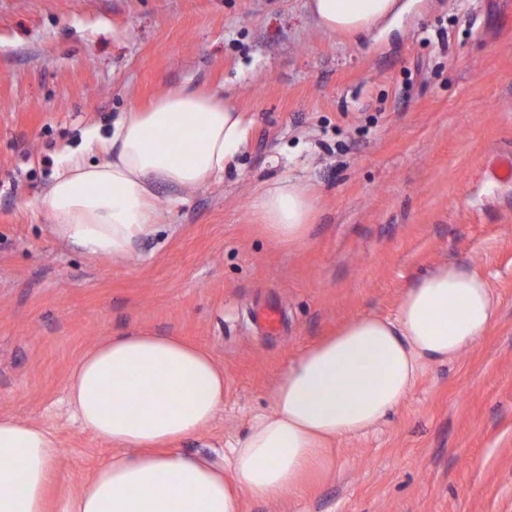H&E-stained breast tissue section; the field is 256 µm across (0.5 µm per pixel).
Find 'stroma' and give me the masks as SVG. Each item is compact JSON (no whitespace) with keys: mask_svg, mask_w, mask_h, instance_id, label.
<instances>
[{"mask_svg":"<svg viewBox=\"0 0 512 512\" xmlns=\"http://www.w3.org/2000/svg\"><path fill=\"white\" fill-rule=\"evenodd\" d=\"M307 0H0V415L57 438L52 504L111 455L65 401L82 353L131 330L207 345L224 369L209 434L223 463L301 351L364 314L393 315L444 264L490 284L498 319L428 364L330 471L242 512H512V0H409L363 36L324 31ZM233 95L251 121L222 181L185 191L122 259H88L35 209L63 156L173 87ZM288 177L318 197L304 244L250 204ZM277 306L282 322L254 320Z\"/></svg>","mask_w":512,"mask_h":512,"instance_id":"35a3bbf8","label":"stroma"}]
</instances>
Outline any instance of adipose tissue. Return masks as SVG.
<instances>
[{
  "label": "adipose tissue",
  "mask_w": 512,
  "mask_h": 512,
  "mask_svg": "<svg viewBox=\"0 0 512 512\" xmlns=\"http://www.w3.org/2000/svg\"><path fill=\"white\" fill-rule=\"evenodd\" d=\"M318 24L360 35L404 11L403 0H309ZM248 124L232 98L177 87L133 107L108 137L91 136L99 161L68 154L38 206L63 243L120 259L164 221L157 186L174 191L223 180ZM316 207L283 178L251 210L283 245L302 244ZM498 309L472 269L445 264L406 288L394 317L358 316L307 346L279 377L267 412L229 449L223 466L176 444L205 436L224 407V371L180 337L120 333L91 347L66 383L81 428L113 445L111 458L59 512H241V500H279L329 470L332 442L365 433L400 407L422 368L474 346ZM60 450L48 430L0 416V512H50Z\"/></svg>",
  "instance_id": "obj_1"
}]
</instances>
